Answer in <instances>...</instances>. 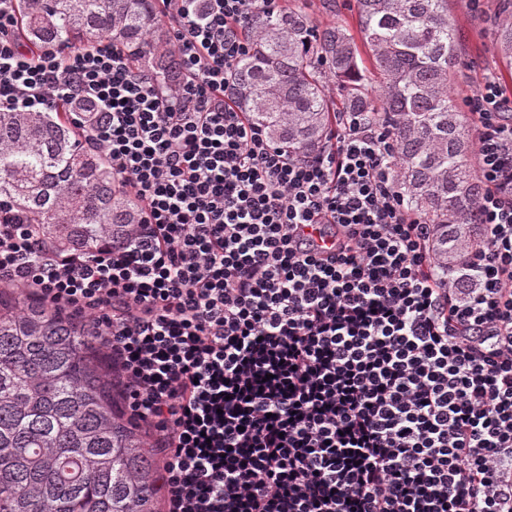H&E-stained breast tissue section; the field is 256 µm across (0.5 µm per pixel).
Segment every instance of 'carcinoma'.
Masks as SVG:
<instances>
[{
    "mask_svg": "<svg viewBox=\"0 0 512 512\" xmlns=\"http://www.w3.org/2000/svg\"><path fill=\"white\" fill-rule=\"evenodd\" d=\"M27 46L80 48L109 37L165 91L180 71L153 0H17ZM358 34L323 29L302 11L254 17L253 47L234 68L239 107L269 140L301 158L324 144L335 110L361 112L398 145L396 188L434 225L442 272L466 288L462 258L480 231L470 130L451 91L460 36L448 0H356ZM493 38L512 65V21ZM364 50H359V47ZM341 91L331 106L326 79ZM93 102L41 112L0 111V197L63 249L90 253L125 241L136 201L112 187V166L82 147ZM22 292L0 293V512H159V465L146 431L123 412L113 374L88 341Z\"/></svg>",
    "mask_w": 512,
    "mask_h": 512,
    "instance_id": "1",
    "label": "carcinoma"
}]
</instances>
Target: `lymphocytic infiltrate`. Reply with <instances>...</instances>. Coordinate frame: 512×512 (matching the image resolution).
<instances>
[{"mask_svg": "<svg viewBox=\"0 0 512 512\" xmlns=\"http://www.w3.org/2000/svg\"><path fill=\"white\" fill-rule=\"evenodd\" d=\"M156 0L181 63L161 92L111 39L37 53L0 0V110L72 97L140 224L92 254L0 199V283L89 319L161 461L163 512H512V98L466 100L482 241L456 287L406 205L388 129L340 112L297 160L234 103L256 12Z\"/></svg>", "mask_w": 512, "mask_h": 512, "instance_id": "lymphocytic-infiltrate-1", "label": "lymphocytic infiltrate"}]
</instances>
